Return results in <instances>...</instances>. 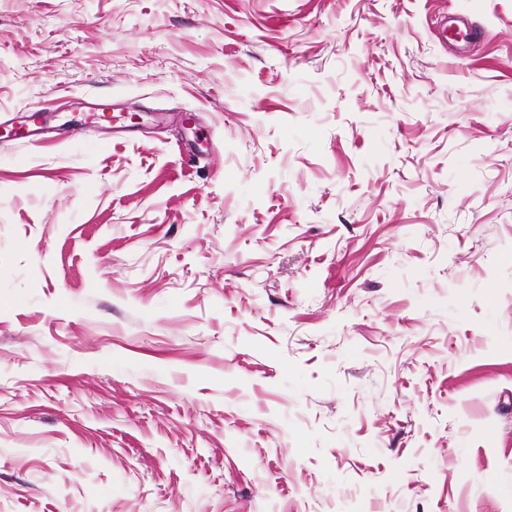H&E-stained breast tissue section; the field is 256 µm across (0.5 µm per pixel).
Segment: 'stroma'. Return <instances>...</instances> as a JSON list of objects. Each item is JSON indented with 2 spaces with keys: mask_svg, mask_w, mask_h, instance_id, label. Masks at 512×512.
Instances as JSON below:
<instances>
[{
  "mask_svg": "<svg viewBox=\"0 0 512 512\" xmlns=\"http://www.w3.org/2000/svg\"><path fill=\"white\" fill-rule=\"evenodd\" d=\"M0 512H512V0H0Z\"/></svg>",
  "mask_w": 512,
  "mask_h": 512,
  "instance_id": "35a3bbf8",
  "label": "stroma"
}]
</instances>
